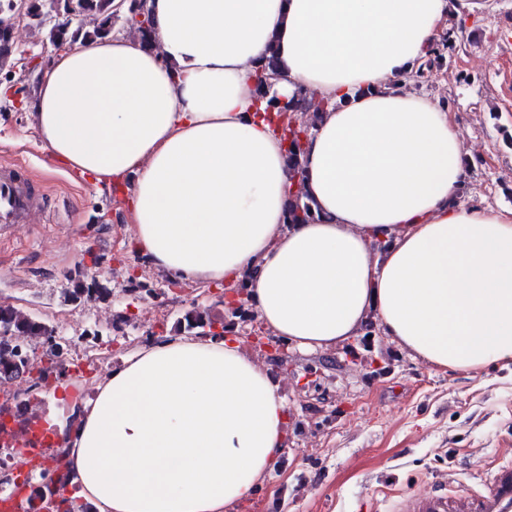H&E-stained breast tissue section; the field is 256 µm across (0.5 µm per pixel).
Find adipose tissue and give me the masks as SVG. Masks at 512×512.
<instances>
[{"label": "adipose tissue", "mask_w": 512, "mask_h": 512, "mask_svg": "<svg viewBox=\"0 0 512 512\" xmlns=\"http://www.w3.org/2000/svg\"><path fill=\"white\" fill-rule=\"evenodd\" d=\"M484 0H147L132 34L56 53L30 105L72 174L130 186L135 246L170 279H248L273 337L325 351L369 316L442 371L512 363V209L461 201L451 112L401 79ZM281 96L333 101L302 156L320 220L289 224L285 145L250 62ZM383 250H376V243ZM283 381L243 339L169 334L126 355L63 438L98 512H228L286 446Z\"/></svg>", "instance_id": "adipose-tissue-1"}]
</instances>
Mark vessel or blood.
I'll list each match as a JSON object with an SVG mask.
<instances>
[{
	"label": "vessel or blood",
	"mask_w": 512,
	"mask_h": 512,
	"mask_svg": "<svg viewBox=\"0 0 512 512\" xmlns=\"http://www.w3.org/2000/svg\"><path fill=\"white\" fill-rule=\"evenodd\" d=\"M45 207L33 182L11 165H0V229L31 223ZM391 512H512V471L487 474L482 489L473 494L436 489L403 493Z\"/></svg>",
	"instance_id": "b4317fda"
}]
</instances>
